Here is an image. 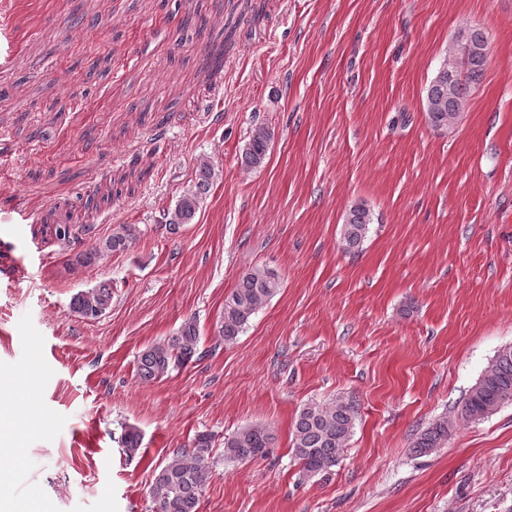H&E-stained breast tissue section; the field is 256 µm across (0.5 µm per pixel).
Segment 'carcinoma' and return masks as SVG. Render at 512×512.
Returning <instances> with one entry per match:
<instances>
[{
    "label": "carcinoma",
    "mask_w": 512,
    "mask_h": 512,
    "mask_svg": "<svg viewBox=\"0 0 512 512\" xmlns=\"http://www.w3.org/2000/svg\"><path fill=\"white\" fill-rule=\"evenodd\" d=\"M448 53L459 56L453 74L437 70L429 82L423 109L428 123L436 130L448 131L466 111L471 87L483 76L488 54V38L475 26L459 29ZM271 133L264 126L255 127L242 153L243 162L260 167L269 150ZM218 177L207 160L199 162L195 181L177 200L170 213L169 225L177 229L193 221L203 199ZM373 223L371 211L362 203L345 213L341 225L344 249L356 253ZM141 230L136 224H121L104 239L75 256V264L89 266L104 253L124 252L136 242ZM281 288L280 278L267 268H253L244 273L236 286L224 297V310L219 322V336L224 343L235 342L251 317ZM112 307V283L78 291L71 299L70 309L78 318L90 320L105 315ZM199 336L196 324L186 321L178 334L155 343L141 353L137 373L144 380L159 379L171 370L190 361L197 353ZM512 405V346L497 352L493 360L468 390L461 406V415L469 421H480L502 407ZM357 404L352 399H337L326 404L312 403L296 415L291 431V448L305 477L326 476L343 456L347 442L356 425ZM121 446L125 454H137L142 437L137 427L121 426ZM448 440V421L438 420L418 437L415 451L424 453ZM275 435L270 427L254 424L240 428L224 438V459L227 461H256L268 457ZM214 437L207 432L196 434L176 452L175 456L155 470L149 488L154 512H198L200 496L211 476Z\"/></svg>",
    "instance_id": "1"
}]
</instances>
